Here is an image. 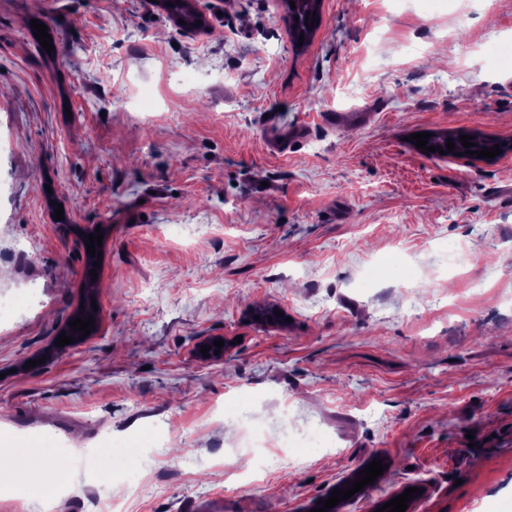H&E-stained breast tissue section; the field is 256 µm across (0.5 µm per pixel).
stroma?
I'll list each match as a JSON object with an SVG mask.
<instances>
[{
    "label": "stroma",
    "mask_w": 512,
    "mask_h": 512,
    "mask_svg": "<svg viewBox=\"0 0 512 512\" xmlns=\"http://www.w3.org/2000/svg\"><path fill=\"white\" fill-rule=\"evenodd\" d=\"M190 2L205 29L154 0H0V297L40 296L0 321V446L110 440L123 479L67 469L57 512H306L377 458L343 512L417 480L415 512H512V152L411 139L512 140V0H321L304 46L282 0ZM392 254L411 287H362ZM90 291L99 330L57 348ZM285 421L334 447L254 472L249 432ZM473 133H475V137L473 140H469V142L475 143V146L469 147V148H465L462 145V143L459 141L460 134L457 132L453 133V134L432 133V137H429V139H427L426 148L429 147L430 145H434L436 148V151L435 152L427 151V152H429L430 155H432V156H440V157L452 156V157H468V158H473V159H481V158H476L475 157L476 155L465 154V151H480V150H482V147H486L489 149L496 143V139L485 137L480 133H476V132H473ZM448 138H451V141L455 144V150H453L451 152H447V139ZM438 146H441V148H443L444 155L439 154ZM455 153H461V156H455Z\"/></svg>",
    "instance_id": "stroma-1"
}]
</instances>
